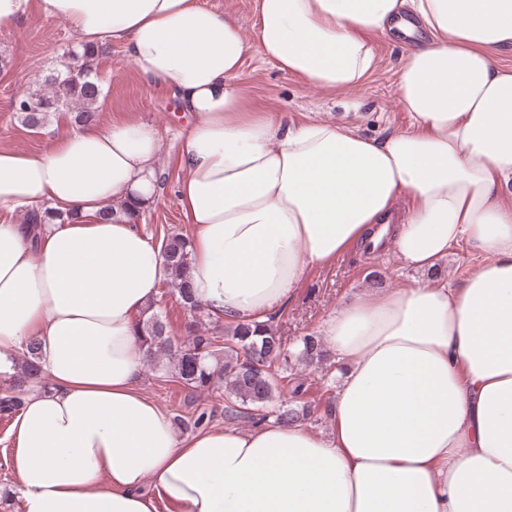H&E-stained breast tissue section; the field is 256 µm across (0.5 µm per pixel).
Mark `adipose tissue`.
Instances as JSON below:
<instances>
[{"instance_id":"1","label":"adipose tissue","mask_w":512,"mask_h":512,"mask_svg":"<svg viewBox=\"0 0 512 512\" xmlns=\"http://www.w3.org/2000/svg\"><path fill=\"white\" fill-rule=\"evenodd\" d=\"M81 43L122 45L193 121L176 191L195 296L221 323L261 322L313 268L394 226L420 278L346 294L320 333L336 361L330 431L273 422L178 436L138 385L136 323L167 278L160 246L104 208L156 201V130L61 127L31 154L0 149V208L74 221L0 222V377L36 344L10 426L17 512H512V0H255L251 34L198 0H0ZM407 48L411 127L253 112L235 83L250 51L323 90L373 71V35ZM484 254L456 285L435 271L460 242ZM26 215V217H25ZM72 214H66L51 208H44L41 210L32 209L28 212L22 210L8 211L0 209V220L11 222L14 224H29L33 234L35 235L42 224H53L54 221H59V224L71 222L74 217ZM25 218V222H24Z\"/></svg>"}]
</instances>
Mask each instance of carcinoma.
I'll return each instance as SVG.
<instances>
[{"label": "carcinoma", "mask_w": 512, "mask_h": 512, "mask_svg": "<svg viewBox=\"0 0 512 512\" xmlns=\"http://www.w3.org/2000/svg\"><path fill=\"white\" fill-rule=\"evenodd\" d=\"M106 53L105 47L84 45L73 53L81 64L56 72L46 80L44 89L18 95L12 108L22 123L30 129H41L59 112L75 113L77 125L98 122L103 90L94 64ZM72 220L73 215L47 207L32 209L25 217L34 233L44 224ZM160 245L170 270L172 294L189 318L184 335L175 338L168 335L166 322L158 312L145 311L138 320L144 360L156 365L160 358L167 359L180 382L194 392L224 389V416L229 420H243L256 427L271 419L285 425L311 419L314 409L297 401L304 393L303 384H289L288 373L303 365L314 368L322 380L329 375L331 354L321 337L306 335L290 345L269 319L205 327L203 318L208 313L193 295L188 280L189 238L165 233ZM20 367L24 375L39 372L34 345L27 346ZM23 394L22 381H10L9 392L0 397V411L18 413L24 404Z\"/></svg>", "instance_id": "1"}]
</instances>
